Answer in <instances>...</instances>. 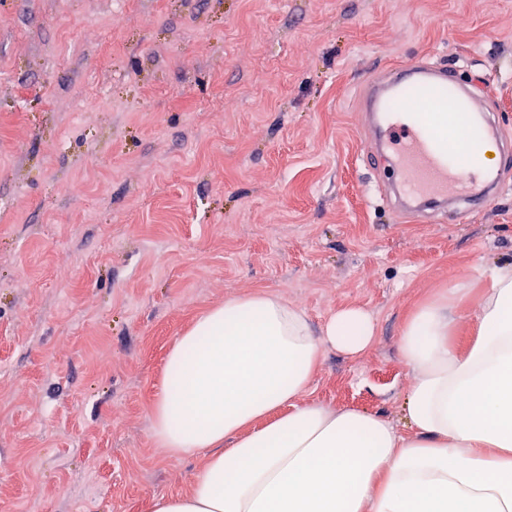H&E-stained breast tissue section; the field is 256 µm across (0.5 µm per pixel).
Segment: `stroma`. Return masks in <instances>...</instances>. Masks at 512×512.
<instances>
[{
  "label": "stroma",
  "instance_id": "1",
  "mask_svg": "<svg viewBox=\"0 0 512 512\" xmlns=\"http://www.w3.org/2000/svg\"><path fill=\"white\" fill-rule=\"evenodd\" d=\"M418 59L487 84L512 131V0H0V512L188 493L207 454H171L151 406L234 296L315 328L368 311L371 348L324 351L303 400L404 426L403 321L461 281L467 335L512 264V181L453 224L380 195L362 96Z\"/></svg>",
  "mask_w": 512,
  "mask_h": 512
}]
</instances>
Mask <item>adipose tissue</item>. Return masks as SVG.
Segmentation results:
<instances>
[{
    "instance_id": "ef3b65f1",
    "label": "adipose tissue",
    "mask_w": 512,
    "mask_h": 512,
    "mask_svg": "<svg viewBox=\"0 0 512 512\" xmlns=\"http://www.w3.org/2000/svg\"><path fill=\"white\" fill-rule=\"evenodd\" d=\"M474 321L463 347L447 298L402 324L413 378L401 430L302 401L324 350L359 358L372 346L364 309L317 330L265 292L204 311L169 351L151 415L163 447L207 451V465L151 512H512V266L491 269Z\"/></svg>"
}]
</instances>
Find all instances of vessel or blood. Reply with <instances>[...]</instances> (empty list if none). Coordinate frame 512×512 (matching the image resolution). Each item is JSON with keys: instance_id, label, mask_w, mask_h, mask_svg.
<instances>
[{"instance_id": "vessel-or-blood-1", "label": "vessel or blood", "mask_w": 512, "mask_h": 512, "mask_svg": "<svg viewBox=\"0 0 512 512\" xmlns=\"http://www.w3.org/2000/svg\"><path fill=\"white\" fill-rule=\"evenodd\" d=\"M485 89L448 68L417 61L383 75L366 91L370 112L399 177L404 210L444 212L458 201L453 217L481 210L512 173V143L500 127L487 125ZM494 146L495 158L484 154Z\"/></svg>"}]
</instances>
